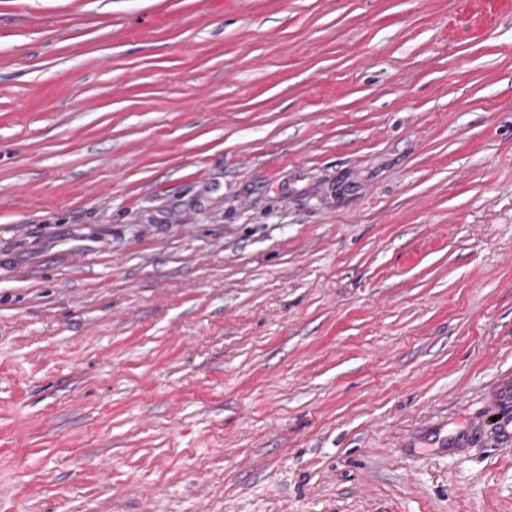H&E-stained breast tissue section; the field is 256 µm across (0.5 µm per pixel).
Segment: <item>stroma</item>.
Masks as SVG:
<instances>
[{
	"label": "stroma",
	"mask_w": 512,
	"mask_h": 512,
	"mask_svg": "<svg viewBox=\"0 0 512 512\" xmlns=\"http://www.w3.org/2000/svg\"><path fill=\"white\" fill-rule=\"evenodd\" d=\"M0 0V512H512V10Z\"/></svg>",
	"instance_id": "obj_1"
}]
</instances>
